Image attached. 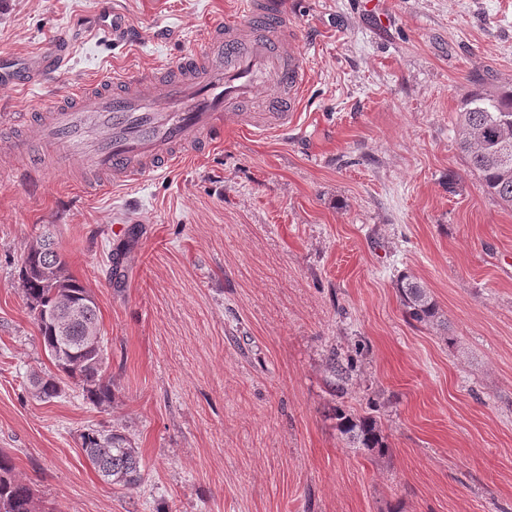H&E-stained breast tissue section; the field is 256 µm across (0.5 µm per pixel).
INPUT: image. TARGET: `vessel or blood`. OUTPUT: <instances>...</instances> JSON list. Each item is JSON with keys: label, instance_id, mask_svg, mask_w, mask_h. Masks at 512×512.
Masks as SVG:
<instances>
[{"label": "vessel or blood", "instance_id": "obj_1", "mask_svg": "<svg viewBox=\"0 0 512 512\" xmlns=\"http://www.w3.org/2000/svg\"><path fill=\"white\" fill-rule=\"evenodd\" d=\"M291 32L280 0H241L235 19L209 30L204 53L153 74L116 70L102 85L64 92L49 110L24 116L20 135L0 143V155L20 160L39 142L56 168L77 173L78 187L93 195L209 150L223 139L230 111L248 133L287 134L309 81L289 46ZM64 56L58 46L25 63L0 56V85L44 84Z\"/></svg>", "mask_w": 512, "mask_h": 512}]
</instances>
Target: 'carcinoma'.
<instances>
[{
    "mask_svg": "<svg viewBox=\"0 0 512 512\" xmlns=\"http://www.w3.org/2000/svg\"><path fill=\"white\" fill-rule=\"evenodd\" d=\"M457 148L483 191L512 207V85L478 86L461 99L455 118ZM24 297L45 349L64 374H35L37 398L49 402L62 395L67 378L93 403L112 402L100 308L95 296L69 271L53 240L42 236L30 243L18 272ZM395 288L406 316L425 326L442 325L441 310L428 289L408 273ZM332 395L347 393L349 364L336 352L327 361ZM336 430L348 447L364 449L375 459L390 452L383 424L371 412L334 408ZM89 465L106 483L124 488L139 485L142 456L124 435L88 428L80 434ZM0 512H40L33 489L16 474L14 460L0 451Z\"/></svg>",
    "mask_w": 512,
    "mask_h": 512,
    "instance_id": "carcinoma-1",
    "label": "carcinoma"
}]
</instances>
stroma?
<instances>
[{
	"mask_svg": "<svg viewBox=\"0 0 512 512\" xmlns=\"http://www.w3.org/2000/svg\"><path fill=\"white\" fill-rule=\"evenodd\" d=\"M237 2L0 0V54L66 38L63 90L152 72ZM287 2L310 80L287 137L231 117L189 164L86 199L62 171L30 195L0 164V450L45 512H512V209L454 132L464 89L512 82V0ZM45 231L99 304L111 403L33 394L52 363L18 271ZM404 272L444 328L406 318ZM334 351L386 459L329 417ZM88 426L139 449L140 486L100 480Z\"/></svg>",
	"mask_w": 512,
	"mask_h": 512,
	"instance_id": "1",
	"label": "stroma"
}]
</instances>
